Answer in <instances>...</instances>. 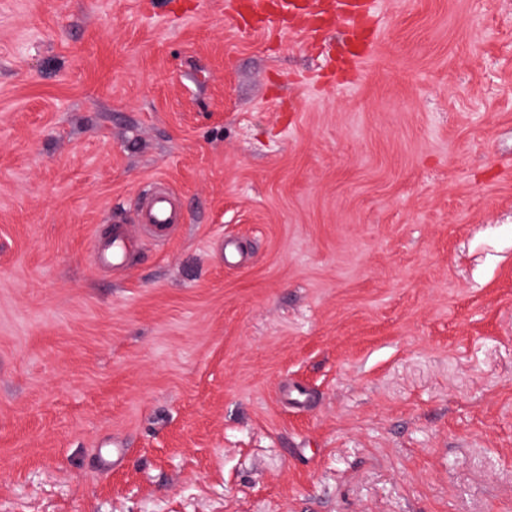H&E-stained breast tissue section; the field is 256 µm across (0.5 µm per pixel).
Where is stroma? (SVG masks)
Returning a JSON list of instances; mask_svg holds the SVG:
<instances>
[{"label": "stroma", "instance_id": "1", "mask_svg": "<svg viewBox=\"0 0 512 512\" xmlns=\"http://www.w3.org/2000/svg\"><path fill=\"white\" fill-rule=\"evenodd\" d=\"M371 6L0 0V512H512V0ZM364 7V3L360 0L331 1L332 14L343 20L352 31L358 28L365 16ZM143 202L135 212L134 224L150 228L157 239H164L175 225L185 223V214L164 182L151 181L143 192ZM133 245V237L130 231H114L112 241L107 244H98L93 248L94 255L99 265L121 267Z\"/></svg>", "mask_w": 512, "mask_h": 512}]
</instances>
